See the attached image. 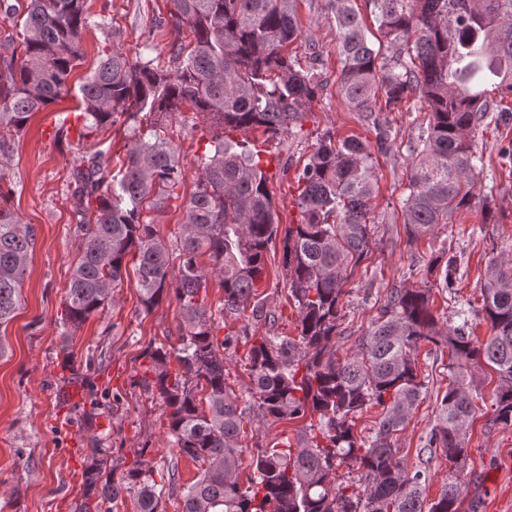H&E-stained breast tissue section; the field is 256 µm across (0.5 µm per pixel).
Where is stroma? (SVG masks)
Here are the masks:
<instances>
[{"mask_svg": "<svg viewBox=\"0 0 512 512\" xmlns=\"http://www.w3.org/2000/svg\"><path fill=\"white\" fill-rule=\"evenodd\" d=\"M87 4L94 12L108 9L113 34L107 39L97 31L85 33L81 61L70 75L71 87H79L112 47L132 55L145 41H152L154 64L165 69L173 65L171 45L191 39L188 27L179 28L173 22L172 0H87ZM298 15L302 37L288 51L304 59L305 42L313 40L321 54L318 70L324 88L309 104L301 129L275 137L259 129L249 135L251 144L271 162L269 188L282 230L301 220L296 205L297 175L320 133L330 130L341 138L356 135L371 145L377 136L375 121L351 111L338 94L340 58L329 0H300ZM489 100L498 108L497 120L478 126L472 134L484 161L472 205L417 240L406 233L401 206L408 195L406 170L413 160L408 148L426 130L428 115L425 109L408 105L379 113L377 121L385 122L388 129V149L374 155L378 193L370 213L371 249L343 285L338 353H345L367 331L390 288L403 279L417 288H433L434 316L451 317L450 296L437 289L428 267L452 254L460 263L455 296L471 304L476 336L488 338L490 327L478 313L486 268L492 258L512 259V93L495 90ZM79 112L80 99L72 94L34 113L22 135L11 136L12 152L0 161V193L35 232L21 307L11 321L0 325V336L9 342L8 354L0 358V512H72L81 498L83 460L95 438L105 441L125 467L143 446L148 449L147 463L175 459L176 483L161 508L182 512L184 490L195 481L199 466L174 456L166 442L168 422L160 399L132 384L146 369L143 352L148 345L177 344L181 316L176 301L166 300L144 311L137 280L131 277L116 289L112 303L90 315L71 336H63L58 325L79 247L63 183L72 164L85 155L109 151L116 166L126 155V136L119 125L83 139L74 134L59 139L63 119H74ZM213 133L204 117L189 111L170 126L169 134L180 146L185 181L178 198L155 217L157 233L168 243L181 236L182 201L196 188V159ZM486 197L494 212L489 222L481 210ZM284 245L279 236L267 249L264 275L251 310L227 321L228 331L238 334L239 340L228 356L226 382L240 395L251 385L243 364L250 337L298 334V314L288 294ZM256 306L262 308V316L253 315ZM447 365L446 348L421 344L418 370L426 378V389L395 441L404 468L428 469L425 498L429 501L452 474L445 457L423 448L448 388ZM477 378L485 402L471 428L469 459L461 476V510L512 512V427L492 422L489 400L498 382L496 373L488 369ZM304 425L301 419L254 421L246 425L242 445L251 452L268 448L295 436Z\"/></svg>", "mask_w": 512, "mask_h": 512, "instance_id": "35a3bbf8", "label": "stroma"}]
</instances>
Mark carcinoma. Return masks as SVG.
I'll list each match as a JSON object with an SVG mask.
<instances>
[{
  "instance_id": "obj_1",
  "label": "carcinoma",
  "mask_w": 512,
  "mask_h": 512,
  "mask_svg": "<svg viewBox=\"0 0 512 512\" xmlns=\"http://www.w3.org/2000/svg\"><path fill=\"white\" fill-rule=\"evenodd\" d=\"M296 2L173 0L175 25L193 35L189 44L172 46L176 66L161 69L144 58L149 45L133 57L116 47L80 85L85 135L122 119L130 139L118 171L98 150L68 177L81 246L60 326L78 329L112 302L131 271L145 310L175 295L183 321L178 346H149L145 375L132 385L159 396L169 447L201 466L183 494V512H459L460 476L424 503L427 471L400 464L394 435L424 388L416 364L424 341L448 348L449 379L426 449L441 451L450 468L463 472L479 392L475 373L484 366L498 377L493 423L512 427V266L493 258L487 268L482 313L491 335L485 342L474 341L462 309L456 311L462 322L438 325L430 311L432 289L395 286L369 330L338 357L343 284L369 252L375 171L367 141L338 139L329 130L317 137L297 176L301 221L288 225L286 237L299 336H257L247 354L248 394L260 420L308 423L294 441L258 449L250 461L253 477L245 487L239 482L249 406L225 379L226 352L237 337L219 333L224 317L245 312L279 224L260 152L230 134L258 128L273 136L290 133L322 90L313 41L307 49L314 65L306 69L285 54L301 36ZM353 2L330 0L341 99L367 118L381 111L380 93L387 109L414 100L430 114L402 206L407 232L417 239L474 199L481 169L471 133L493 111L483 87L512 92V0H365L383 40L394 47L390 56L368 39ZM4 12L17 17L18 31L0 43L1 159L10 151L5 134L20 133L33 113L70 94L84 34H112V22L90 13L86 0H25ZM186 107L220 132L210 152L197 157L175 267L171 246L145 210L163 211L184 179L168 127ZM33 245L32 226L0 203V324L20 306ZM205 254L207 267L200 262ZM456 275V263L446 261L439 287L453 292ZM211 276L224 288L216 309L201 296ZM370 406L382 407L381 417L372 435L361 437L354 419ZM145 453L138 450L115 482L105 476L107 465L119 466L112 449H91L76 512H114L124 492L135 493L137 512H161L168 491L154 474L175 481V463L147 465ZM343 464L360 472L363 490L350 493L336 482Z\"/></svg>"
}]
</instances>
